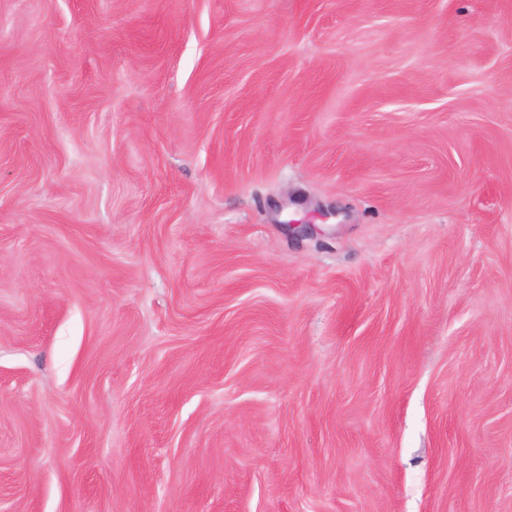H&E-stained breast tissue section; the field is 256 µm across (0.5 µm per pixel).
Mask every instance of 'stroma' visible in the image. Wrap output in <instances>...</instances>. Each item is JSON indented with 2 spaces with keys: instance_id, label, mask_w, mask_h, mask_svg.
Returning a JSON list of instances; mask_svg holds the SVG:
<instances>
[{
  "instance_id": "35a3bbf8",
  "label": "stroma",
  "mask_w": 512,
  "mask_h": 512,
  "mask_svg": "<svg viewBox=\"0 0 512 512\" xmlns=\"http://www.w3.org/2000/svg\"><path fill=\"white\" fill-rule=\"evenodd\" d=\"M0 512H512V0H0Z\"/></svg>"
}]
</instances>
